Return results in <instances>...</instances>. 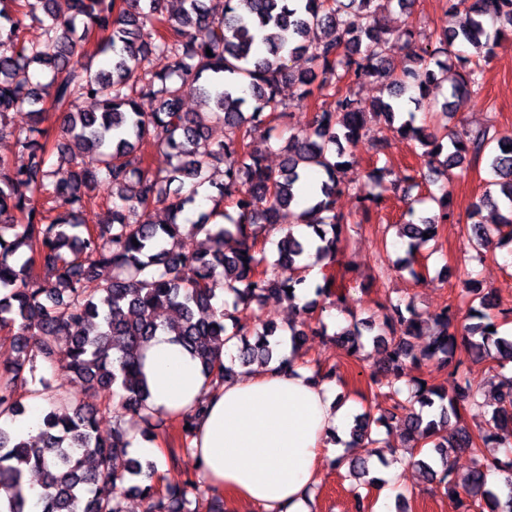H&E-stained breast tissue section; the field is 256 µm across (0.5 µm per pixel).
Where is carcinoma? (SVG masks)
<instances>
[{
	"instance_id": "obj_1",
	"label": "carcinoma",
	"mask_w": 512,
	"mask_h": 512,
	"mask_svg": "<svg viewBox=\"0 0 512 512\" xmlns=\"http://www.w3.org/2000/svg\"><path fill=\"white\" fill-rule=\"evenodd\" d=\"M8 26L0 25V136H12L29 156L16 168L0 158V329L12 333L16 358L0 370V417L22 416L27 395L40 396L50 406L42 412L36 438L22 440L0 426V488L8 491L7 512H123V500L134 492L146 502V512H224L220 500L205 496L200 486L163 484L155 479L157 464L128 459L118 470L114 462L129 454L131 441L122 418L135 415L141 433L155 436L149 406L151 392L142 370L141 348L163 330L196 354L212 386L234 373L206 350L237 340V361L246 367L272 360L269 336L272 321L250 328L234 313L270 295L288 300L305 277L307 244L295 234L306 225L319 232L323 245L317 258L333 266L353 228L372 219L373 195L362 199L359 218L336 209L348 190L340 173L357 163V148L368 122L383 119L387 128L413 141L427 157L428 172L407 170L409 188L419 180L443 181L441 195L431 196L439 213L416 217L409 205L408 220L395 225L407 240L405 256L396 266L416 278L414 264L421 250L448 218L452 170L468 157L487 156L492 179L468 216L467 231L477 257L493 246L512 244V137L498 135L494 125L457 132L440 126H417L415 115L399 103L425 99L433 87L448 83L453 101L445 113H455L481 90L493 46L512 34V0H443L444 9L464 16L450 30L425 32L415 25L392 32L380 23L378 0H226L216 14L204 0H72V14L62 16L55 0H10ZM30 24L42 30L37 43L22 37ZM101 35L98 53L109 57L108 67L94 70L81 61L91 35ZM394 43L409 51L407 62L395 71L389 51ZM211 54H206V50ZM167 59L162 71L151 68V57ZM306 54L311 67L296 71L289 62ZM39 66L50 80L35 79ZM138 69L141 79L129 83ZM380 80L384 94L366 112L356 85L364 75ZM297 85L299 101L313 102L312 127L291 133L282 146L279 170L264 164L271 149L255 140L260 128L271 132L288 115L280 97L284 84ZM199 99L198 112L183 110V100ZM92 99L93 112H74L73 103ZM28 109L31 124L8 126L11 112ZM62 114L67 142L50 139L40 128L48 110ZM221 124L225 138L211 137ZM151 138L156 154L135 153L136 144ZM57 156L71 164L69 176L56 178L47 167ZM224 164V180L211 182L213 167ZM322 176L321 196L302 205L299 183L311 173ZM102 184L112 187L111 217L87 225L83 212L91 193ZM211 203L202 222L191 225L205 234L203 246L187 251L180 245L184 225L178 215L197 199ZM231 206L234 213L224 210ZM158 206L168 212L165 223L152 220ZM485 207L504 208L497 223L485 224ZM296 209L294 220L280 223L281 211ZM280 233L273 254L265 244ZM137 243H132V240ZM242 247L224 251L227 240ZM112 269L105 277L102 270ZM288 269V278L279 270ZM336 277L322 276L315 289L332 305L347 300ZM466 292L478 305L466 315L454 305L424 317L411 303L388 296L380 308L383 321L360 322L334 333L348 356L362 349L361 328L372 338L374 364L401 373L411 364L431 363L454 378L453 393L413 380L405 399L379 371L369 385L387 387L391 404L377 405L379 416L355 417V447L366 453L348 459L350 476L368 471L372 424L399 420L406 446L436 487L458 495L463 512H512V493L501 500L486 477L505 475L512 489V459L486 455L487 448L512 447V337L494 330L486 311L497 309L503 322L512 308L501 309L491 291L475 281ZM232 297L216 307L219 294ZM175 317L161 321L158 310ZM323 322L300 321L291 326L294 349L308 336H325ZM66 337V347L59 339ZM427 344L416 354L414 340ZM464 347L470 362L491 363L497 370V395L487 427L448 430V415L467 406H483L479 385L468 377L465 362L456 358ZM62 367L101 394L104 408L88 407L72 397H58L38 365ZM112 411V430L102 432L100 415ZM459 453L474 459L463 482L454 476L452 461ZM36 471L45 494L32 503L26 492V473ZM194 508H189V505Z\"/></svg>"
}]
</instances>
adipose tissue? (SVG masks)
Wrapping results in <instances>:
<instances>
[{
  "label": "adipose tissue",
  "instance_id": "ef3b65f1",
  "mask_svg": "<svg viewBox=\"0 0 512 512\" xmlns=\"http://www.w3.org/2000/svg\"><path fill=\"white\" fill-rule=\"evenodd\" d=\"M144 371L155 413L201 408L190 453L226 512H311L307 491L321 463L348 453L353 406L338 405L336 385L310 368L270 366L214 389L199 360L160 331L144 351Z\"/></svg>",
  "mask_w": 512,
  "mask_h": 512
}]
</instances>
